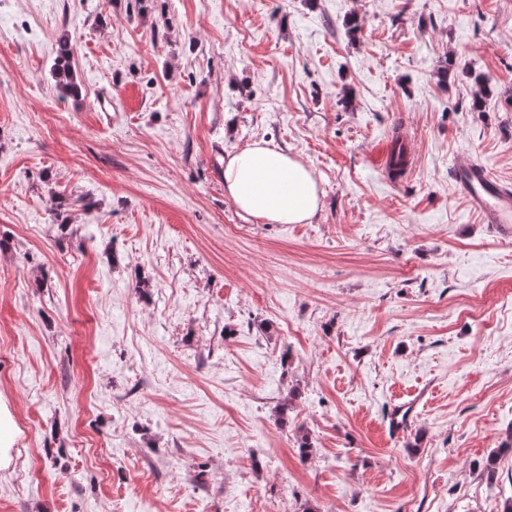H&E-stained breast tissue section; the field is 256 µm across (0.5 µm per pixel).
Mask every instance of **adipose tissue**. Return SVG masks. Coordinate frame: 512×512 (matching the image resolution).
<instances>
[{
	"label": "adipose tissue",
	"instance_id": "obj_1",
	"mask_svg": "<svg viewBox=\"0 0 512 512\" xmlns=\"http://www.w3.org/2000/svg\"><path fill=\"white\" fill-rule=\"evenodd\" d=\"M224 191L247 217L273 224H302L319 207L312 171L287 151L253 143L227 157Z\"/></svg>",
	"mask_w": 512,
	"mask_h": 512
}]
</instances>
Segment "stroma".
Returning <instances> with one entry per match:
<instances>
[{"label":"stroma","instance_id":"35a3bbf8","mask_svg":"<svg viewBox=\"0 0 512 512\" xmlns=\"http://www.w3.org/2000/svg\"><path fill=\"white\" fill-rule=\"evenodd\" d=\"M257 141L311 223L225 195ZM460 153L512 188V0H0V512H501L512 239ZM72 49L68 40L64 39L60 46L59 57L55 67L56 78L58 83L67 92L73 95H77L79 86L76 81L75 74L71 66ZM224 192L244 216L273 224H304L319 207L312 171L267 142L227 157ZM457 188L471 210L486 224H496L512 234V191L492 177L469 155L459 154L452 163ZM18 434L12 412L0 402V470H6L13 461V446Z\"/></svg>","mask_w":512,"mask_h":512}]
</instances>
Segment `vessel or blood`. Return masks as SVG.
<instances>
[{"mask_svg": "<svg viewBox=\"0 0 512 512\" xmlns=\"http://www.w3.org/2000/svg\"><path fill=\"white\" fill-rule=\"evenodd\" d=\"M458 189L471 210L487 224L512 231V190L492 177L469 155H457L452 163Z\"/></svg>", "mask_w": 512, "mask_h": 512, "instance_id": "obj_1", "label": "vessel or blood"}]
</instances>
